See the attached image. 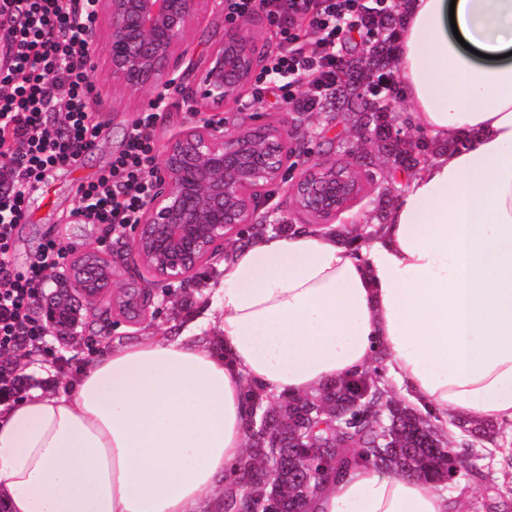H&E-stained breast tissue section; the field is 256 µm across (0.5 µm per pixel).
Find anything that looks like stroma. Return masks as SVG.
<instances>
[{
	"mask_svg": "<svg viewBox=\"0 0 512 512\" xmlns=\"http://www.w3.org/2000/svg\"><path fill=\"white\" fill-rule=\"evenodd\" d=\"M87 68L94 87L93 97L104 107L98 115L102 130L93 149L82 156L79 170L64 165L45 173L41 191L33 193L27 201V219L13 229L11 261L15 268H24L50 235L68 246L73 257L85 248L95 247L111 259L117 269V289H136L145 295L147 304L130 317L104 303L85 312L76 338L65 341L56 333H48L40 349L31 351L24 359L22 372L33 390L60 389L81 363L143 336L171 334L179 325L200 317L208 289L222 274L220 259L206 261L190 274L174 300L162 302L157 278L135 265L129 257L131 231L109 234L103 225L76 218L80 205L79 185L110 167L132 123L154 97L150 91L131 92L114 85L107 75L105 53L91 57ZM215 117L223 121L228 131L252 118L291 131L295 152L286 162L285 181L269 191V200L260 208L258 217L271 222L285 218L292 224L307 223V215L296 210L287 189L305 167L304 153L312 146L314 122L306 120L292 105L272 96L249 108L237 101L225 102L223 110L216 112ZM495 431L493 441L471 450L472 456L479 459L482 478L468 481L459 476L444 484L451 512H512V424L498 425Z\"/></svg>",
	"mask_w": 512,
	"mask_h": 512,
	"instance_id": "stroma-1",
	"label": "stroma"
}]
</instances>
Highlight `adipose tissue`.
Returning a JSON list of instances; mask_svg holds the SVG:
<instances>
[{"instance_id": "1", "label": "adipose tissue", "mask_w": 512, "mask_h": 512, "mask_svg": "<svg viewBox=\"0 0 512 512\" xmlns=\"http://www.w3.org/2000/svg\"><path fill=\"white\" fill-rule=\"evenodd\" d=\"M395 94L428 138L469 134L352 248L321 228L252 239L202 320L0 402L8 512H206L245 459L243 383L304 396L384 354L440 430L512 424V0H408ZM309 512H448L435 483L361 466Z\"/></svg>"}]
</instances>
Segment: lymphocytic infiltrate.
<instances>
[{"mask_svg":"<svg viewBox=\"0 0 512 512\" xmlns=\"http://www.w3.org/2000/svg\"><path fill=\"white\" fill-rule=\"evenodd\" d=\"M263 13L277 45L266 72L282 79L285 102L311 112L336 88L338 42L362 31L360 0H229L227 20ZM96 21L93 0H0V42L12 65L0 82V356L47 334L32 310L63 250L47 240L24 271L10 261L12 230L24 218L27 196L46 170L75 163L99 135L88 103L85 53ZM161 109L149 106L129 129L111 166L78 190L87 217L109 229L137 224L154 192L156 126Z\"/></svg>","mask_w":512,"mask_h":512,"instance_id":"f902f5d3","label":"lymphocytic infiltrate"}]
</instances>
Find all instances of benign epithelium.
<instances>
[{"label":"benign epithelium","instance_id":"7a95c632","mask_svg":"<svg viewBox=\"0 0 512 512\" xmlns=\"http://www.w3.org/2000/svg\"><path fill=\"white\" fill-rule=\"evenodd\" d=\"M107 20V75L133 90L168 91L189 112L217 109L237 100L262 58L239 28L209 50L199 77L175 78L174 62L189 28L224 13V0H95ZM264 124H242L227 133L219 121L195 123L171 137L154 170L156 191L143 208L129 242L132 260L152 276L180 279L224 242L228 230L256 217L261 193L281 181L291 154L290 132L280 130L274 148L261 144ZM353 167L312 160L292 184L316 209L334 215L357 191ZM118 271L98 250L80 253L51 277L54 288L40 300L71 315L112 301Z\"/></svg>","mask_w":512,"mask_h":512}]
</instances>
